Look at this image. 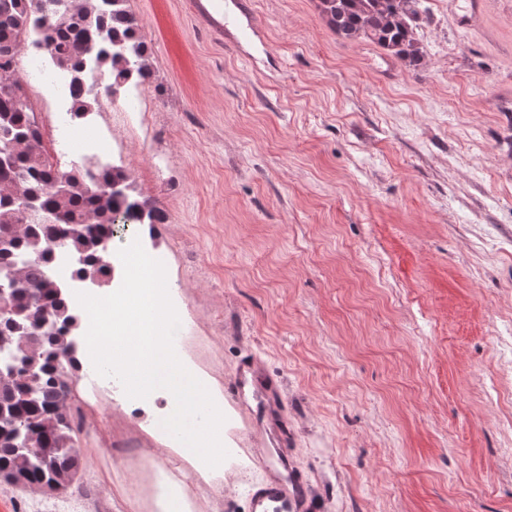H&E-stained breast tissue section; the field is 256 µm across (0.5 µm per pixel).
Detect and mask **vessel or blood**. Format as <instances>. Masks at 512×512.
I'll use <instances>...</instances> for the list:
<instances>
[{
    "label": "vessel or blood",
    "mask_w": 512,
    "mask_h": 512,
    "mask_svg": "<svg viewBox=\"0 0 512 512\" xmlns=\"http://www.w3.org/2000/svg\"><path fill=\"white\" fill-rule=\"evenodd\" d=\"M191 8L204 27L216 36L224 34V7L220 0H192ZM261 386L266 396L265 415L272 425L275 445L263 449L256 460L266 476L248 486L249 512H315L312 487L296 475L288 444V424L280 417L279 391L267 379L262 364L249 360L239 365L229 381V388L238 401H246L249 385Z\"/></svg>",
    "instance_id": "1"
}]
</instances>
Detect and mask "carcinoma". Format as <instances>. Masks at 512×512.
Listing matches in <instances>:
<instances>
[{"label":"carcinoma","mask_w":512,"mask_h":512,"mask_svg":"<svg viewBox=\"0 0 512 512\" xmlns=\"http://www.w3.org/2000/svg\"><path fill=\"white\" fill-rule=\"evenodd\" d=\"M127 0H0V74L18 71L27 47L43 48L72 76L71 119L99 103L98 78L117 93L150 78L148 46ZM340 38L366 41L407 66H417L419 0H318ZM19 83L0 84V282L10 288L0 308V477L46 494L66 493L83 470L81 430L64 406L65 364H78L76 319L68 283L48 271L56 253L82 259L80 280L105 281L106 245L140 224H164L166 214L134 194L121 167L63 171L41 140Z\"/></svg>","instance_id":"1"}]
</instances>
